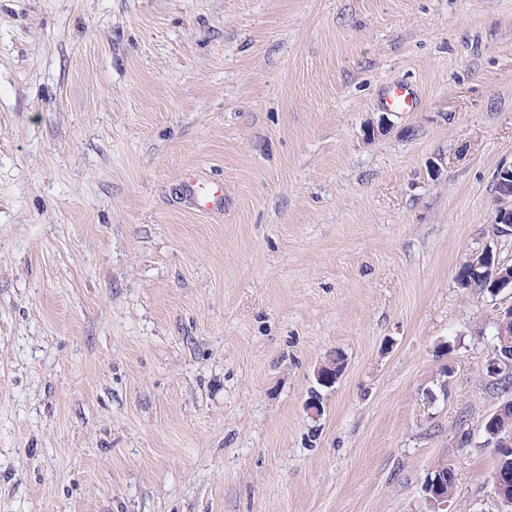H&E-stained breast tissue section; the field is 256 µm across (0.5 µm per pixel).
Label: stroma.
I'll use <instances>...</instances> for the list:
<instances>
[{"instance_id": "35a3bbf8", "label": "stroma", "mask_w": 512, "mask_h": 512, "mask_svg": "<svg viewBox=\"0 0 512 512\" xmlns=\"http://www.w3.org/2000/svg\"><path fill=\"white\" fill-rule=\"evenodd\" d=\"M505 165L512 0H0V512H497ZM381 105L393 112H413L418 106L417 91L406 83H391L385 86L379 96ZM186 192L196 205L203 210H212L217 207L224 198V189L220 185L209 187L201 186L198 182L191 181L186 185ZM492 251L489 249L483 250L481 252L475 253L466 263L467 264H473L474 267H477L479 265H482V263L477 262L478 260H482L485 257L492 256ZM493 257V261L495 264L496 259ZM497 263L495 266L490 263L486 266L487 271L492 275L495 279H498L502 284V289L509 287L512 288V278H510L508 275H506L504 272H501V267H498V264H506L504 262H500L499 260L496 261ZM473 265H466L463 264L462 267L459 269L456 279L461 288H482L483 290L487 291L488 293L492 294V291L495 289V284L490 280H482V276L478 274V272H483L484 269L481 267H477L476 270H474ZM504 276L507 278L504 279ZM468 281V282H467ZM467 282L466 286L465 283ZM498 338L499 340H495L491 354L486 362V372L493 378L499 377L506 369L508 371L512 369V343H509L508 334L500 331ZM509 347H511V359L505 360L501 355V351L507 349L510 354ZM508 400H502L501 402H499L498 406L497 407H500L502 404H505L504 406V412L502 413V409L501 407L500 408H496L494 411H492L490 414H488L487 416H491V420H494L497 416L501 415L502 413V416H500V421H498L499 423H497V421H494L492 423H488L489 420H490V417L489 418H483L482 421H481V426H482V430L484 431L485 433V436L488 434V433H492V435H495L494 432L492 431H495V430H499L503 427H506V428H511L512 429V408H511V403H508ZM448 464L446 460H442L433 467L425 476L422 490L424 498L428 505V512H447L448 511V497L451 499L455 493L459 479L456 477L453 480H449L451 472L448 473ZM442 468L440 470L437 468ZM449 480V481H448ZM448 483V493H446V485Z\"/></svg>"}]
</instances>
